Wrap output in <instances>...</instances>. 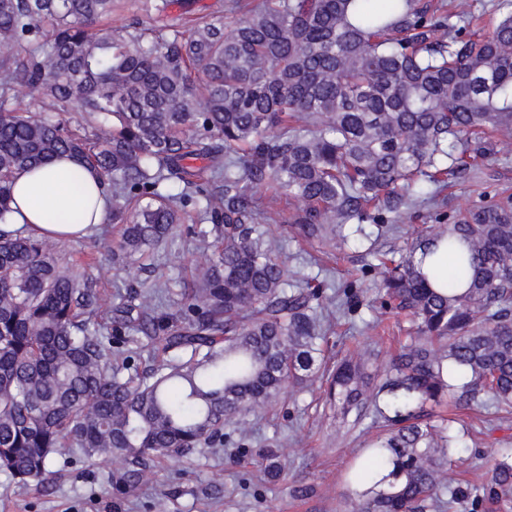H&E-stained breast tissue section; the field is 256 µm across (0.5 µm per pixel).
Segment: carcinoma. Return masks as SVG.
Instances as JSON below:
<instances>
[{"instance_id": "1", "label": "carcinoma", "mask_w": 512, "mask_h": 512, "mask_svg": "<svg viewBox=\"0 0 512 512\" xmlns=\"http://www.w3.org/2000/svg\"><path fill=\"white\" fill-rule=\"evenodd\" d=\"M116 3L0 0V473L49 485L64 456L122 496L163 460L245 446L247 418L321 368L333 297L289 275L257 193L297 201L292 238L341 246L349 220L394 229L420 182L436 203L487 132H512V0L490 30L430 0H262L230 27L176 26L170 0H143L152 23L102 34ZM64 155L101 175L114 276L177 232L202 250L173 312L157 280L102 315L54 243L3 229L16 172ZM440 249L455 269L434 288L413 253ZM380 274L338 289L342 305L403 313L413 336L376 376L338 360L327 402L384 431L354 475L373 484L357 512H443L464 495L444 474L465 445L433 407L512 413V203L415 231ZM150 348L165 358L141 369ZM511 492L504 448L475 506Z\"/></svg>"}]
</instances>
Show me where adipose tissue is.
Listing matches in <instances>:
<instances>
[{"label":"adipose tissue","mask_w":512,"mask_h":512,"mask_svg":"<svg viewBox=\"0 0 512 512\" xmlns=\"http://www.w3.org/2000/svg\"><path fill=\"white\" fill-rule=\"evenodd\" d=\"M12 199L19 226L35 237L60 242L91 236L109 208L97 171L68 156L17 174Z\"/></svg>","instance_id":"obj_1"}]
</instances>
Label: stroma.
I'll list each match as a JSON object with an SVG mask.
<instances>
[{
  "mask_svg": "<svg viewBox=\"0 0 512 512\" xmlns=\"http://www.w3.org/2000/svg\"><path fill=\"white\" fill-rule=\"evenodd\" d=\"M490 155L444 190L440 217L458 215L469 204H492L512 196V135H492ZM428 220L423 209L399 219V232L378 235L365 224L369 237L358 247L339 252L325 262L317 247L294 241L282 225H275L288 253V267L298 275L340 287L357 278L362 268L377 264L381 255L399 251L409 226ZM63 254L77 273L96 279L102 310H109L118 294L109 269L110 253L92 241L64 242ZM199 251L173 236L152 254L158 274L171 292L190 280ZM409 327L405 317L377 316L367 306L339 317L330 337L328 357L368 353L371 370H382ZM455 426L475 431L477 444L469 448L464 464L449 478L465 489L487 482L499 449L512 448V417L501 418L490 409H455ZM376 434L370 422L349 429L335 411L325 406L323 390L313 385L298 392L286 390L274 408L251 418L246 449H225L220 456L192 455L167 460L152 481L126 497L113 496L93 473L64 466L56 483L20 488L0 473V512H354L358 497L349 482L352 471L369 453ZM277 452L285 464L284 478L273 481L265 473V456Z\"/></svg>",
  "mask_w": 512,
  "mask_h": 512,
  "instance_id": "stroma-1",
  "label": "stroma"
}]
</instances>
